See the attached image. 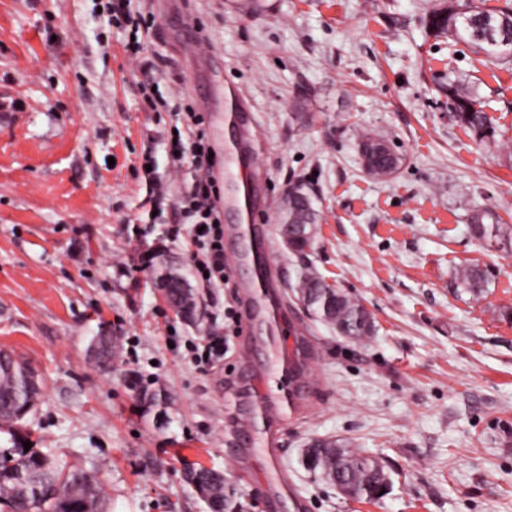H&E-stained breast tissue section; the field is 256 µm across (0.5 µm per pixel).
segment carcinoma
Instances as JSON below:
<instances>
[{"instance_id":"cac0c4a2","label":"carcinoma","mask_w":512,"mask_h":512,"mask_svg":"<svg viewBox=\"0 0 512 512\" xmlns=\"http://www.w3.org/2000/svg\"><path fill=\"white\" fill-rule=\"evenodd\" d=\"M422 22L437 37L448 35L471 43L489 63L512 58L511 2L492 10L461 11L454 0H448L431 8ZM447 95L453 118L476 141L494 147L502 159L512 164V140L497 138L496 128L469 83L461 77L448 79ZM358 152L367 174L378 179L392 178L402 165V158L381 135H361ZM317 223L318 214L310 193L301 185L289 191L279 218L281 227L288 229L289 248L302 253L312 245ZM469 224L478 239L512 244V225L500 223V217L489 209L472 212ZM459 278L465 287L477 291L483 286L485 273L479 268L465 267L459 271ZM156 280L168 291L177 314L192 318L198 301L186 280L167 270L156 273ZM292 291L309 312L340 335L361 340L371 334L370 312L358 300L328 283L313 265H303ZM118 345L119 338L109 334H98L90 341L101 366L112 363ZM39 396L40 382L35 372L13 355L0 353V422L18 424L36 407ZM337 457L342 460L347 485L355 490V496L377 498L382 486L388 483L384 467L342 439L327 437L319 441L310 451V466L318 475L329 473ZM186 477L210 512H225L232 507L223 475L198 467L189 470ZM0 506L10 512H106V494L95 469L59 459L50 450L26 451L16 446L0 451Z\"/></svg>"}]
</instances>
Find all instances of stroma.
I'll return each instance as SVG.
<instances>
[{
  "label": "stroma",
  "instance_id": "1",
  "mask_svg": "<svg viewBox=\"0 0 512 512\" xmlns=\"http://www.w3.org/2000/svg\"><path fill=\"white\" fill-rule=\"evenodd\" d=\"M438 0H138L150 29L139 56L98 16L101 0H0V351L26 362L42 394L20 431L34 448L94 466L109 512H207L183 470H222L248 512H512V245L476 239L467 218L512 224V166L453 118L449 74L474 85L512 139V61L484 65L465 42L424 27ZM247 129L218 126L224 89ZM197 112L212 149L236 140L254 169L288 317L316 346L284 452L268 469L266 424H236L273 399L256 385L281 363L262 314L249 331L233 284L248 268L226 177L220 216L229 285L193 269L192 220L178 201L190 158L171 153ZM389 140L390 180L364 171L361 134ZM319 212L309 262L359 300L372 336L352 340L294 298L301 271L276 233L289 186ZM195 289L186 323L160 299L158 267ZM486 274L469 292L457 271ZM121 339L111 369L91 358L100 326ZM221 339L211 360L199 349ZM166 393L167 421L140 401ZM378 458L381 499H349L303 468L314 438Z\"/></svg>",
  "mask_w": 512,
  "mask_h": 512
}]
</instances>
